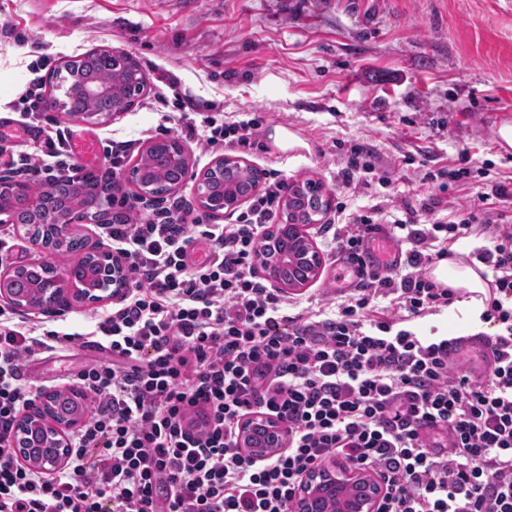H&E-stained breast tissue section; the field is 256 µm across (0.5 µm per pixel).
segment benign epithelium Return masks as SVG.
<instances>
[{"label":"benign epithelium","instance_id":"obj_1","mask_svg":"<svg viewBox=\"0 0 512 512\" xmlns=\"http://www.w3.org/2000/svg\"><path fill=\"white\" fill-rule=\"evenodd\" d=\"M114 63L130 72L126 88L129 103L113 102L112 111L106 117H117L130 110L136 95L147 85L143 70L134 66V58L123 52H112ZM80 93L90 102L98 103L112 98V86L92 78H84ZM162 148L181 163L183 176L163 193L151 186L138 183L140 164H135L129 178L136 183L139 202L155 205L183 188L188 178L196 180L194 203L215 221L231 218L240 207L259 189L262 171L251 169L252 181L237 194L224 193V176L229 172L247 168L242 158L222 155L201 174L192 173L191 151L179 138L161 137L147 143L140 158ZM72 199L63 202L68 208L65 221H53L47 217V204L31 193V182L13 168H0V223L11 224L38 249H51L62 243L73 228L84 220L96 224H117L121 218L106 208L88 210L94 197L108 191V187L87 185L80 179L71 180ZM301 203L306 212L305 223L296 220L292 202ZM333 196L313 181L297 182L289 186L282 208L281 221L269 225L262 237L256 254V266L265 278L285 290L300 289L315 281L321 272L323 259L307 232L312 224L324 223L331 210ZM87 255L92 258L91 271L85 274L82 287L68 291L65 285L74 279L75 272L60 273L44 264L42 268L51 275L42 283L27 289L18 282L21 267L0 266V300L9 303L21 313L39 312L59 314L73 303H98L105 299L121 301L130 284L123 258L112 251L94 245ZM70 412L64 416L56 410L54 392H41L27 406L12 439L13 447L29 465L47 473H55L66 467L70 456L69 432L77 429L82 420V395L74 390L66 392ZM288 429L281 423L256 419L242 430L240 447L255 460L275 454L285 447ZM383 495V486L373 474L356 468L325 464L314 471L306 481L301 496L293 504V512H330L341 502L340 512H376Z\"/></svg>","mask_w":512,"mask_h":512}]
</instances>
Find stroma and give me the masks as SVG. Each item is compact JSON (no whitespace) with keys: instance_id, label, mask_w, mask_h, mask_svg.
<instances>
[{"instance_id":"obj_1","label":"stroma","mask_w":512,"mask_h":512,"mask_svg":"<svg viewBox=\"0 0 512 512\" xmlns=\"http://www.w3.org/2000/svg\"><path fill=\"white\" fill-rule=\"evenodd\" d=\"M26 42L0 35V126L17 120L11 107L49 55L44 76L94 47L130 53L148 82L134 106L113 119H73L43 112L48 135H91L99 152L111 141L132 143L133 167L153 138L168 135L181 101L217 103L220 115L256 114L267 129L298 132L300 147L247 155L250 165L279 171L288 182L313 180L350 208L408 200L435 202V214L468 204L456 184L424 180L468 149L475 191L512 181V155L496 145L494 128L512 121V0H0V25ZM165 94L168 112L153 106ZM367 140L393 182L343 188L339 170L352 140ZM413 155L414 164L403 162ZM0 262H47L64 270L80 253L37 251L11 226ZM343 257L324 256L319 278L289 292L292 301L350 293ZM96 350L31 363L25 376L41 389L74 387Z\"/></svg>"}]
</instances>
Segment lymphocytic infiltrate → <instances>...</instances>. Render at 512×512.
Returning a JSON list of instances; mask_svg holds the SVG:
<instances>
[{"instance_id":"1","label":"lymphocytic infiltrate","mask_w":512,"mask_h":512,"mask_svg":"<svg viewBox=\"0 0 512 512\" xmlns=\"http://www.w3.org/2000/svg\"><path fill=\"white\" fill-rule=\"evenodd\" d=\"M262 125L206 116L180 133L251 152L265 148ZM287 190L270 174L229 224L205 223L181 198L144 215L128 194L113 195L126 220L108 236L132 288L94 331L48 330L0 310V512H291L330 459L379 478L377 512H512V218L500 208L512 188L444 220L427 204L390 219L377 204L338 203L330 249L362 262L386 222L403 268L363 275L336 308L320 299L293 315L255 265ZM490 225L475 258L493 277L483 318L500 329L477 375L456 361L457 338L427 340L403 324L453 304L425 270ZM76 345L104 354L76 375L95 408L66 468L48 475L11 444L36 396L24 372ZM256 415L288 428L287 448L261 461L239 446Z\"/></svg>"}]
</instances>
